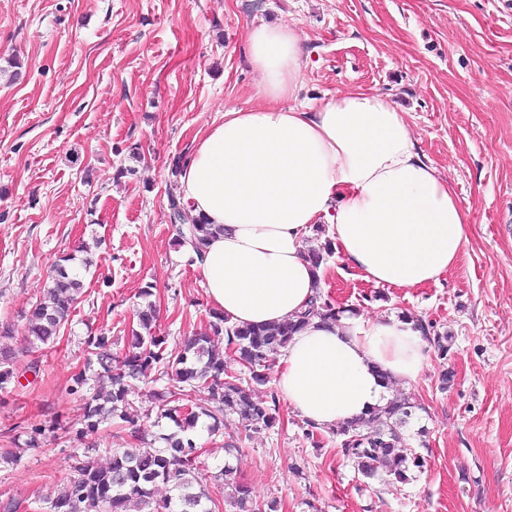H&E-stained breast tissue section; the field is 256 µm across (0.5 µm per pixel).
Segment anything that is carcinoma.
<instances>
[{
  "instance_id": "1",
  "label": "carcinoma",
  "mask_w": 512,
  "mask_h": 512,
  "mask_svg": "<svg viewBox=\"0 0 512 512\" xmlns=\"http://www.w3.org/2000/svg\"><path fill=\"white\" fill-rule=\"evenodd\" d=\"M218 228L203 218H193L180 231L179 244L198 250ZM76 257L63 256L51 266L42 297L24 313L25 341L29 348L48 345L59 338L70 314L81 302L85 285L81 269L90 260L73 266ZM345 309L319 294L304 315L273 326H232L224 314H210L203 333L189 336L179 350L168 349L166 337L156 333L157 310L149 303L138 312L141 331L132 332L127 351L116 356L112 341L103 334L87 336L89 354L84 370L72 377L70 391L86 400L85 427L80 436L93 434L100 426L119 419L129 424L128 436L144 441L140 428L131 418L128 392L132 383L142 382L154 371V381L166 383L151 393L159 415L172 421L176 430L162 437L159 448L130 446L111 449L110 461L100 466L90 459H78L63 491L50 501H36L33 512H279L276 499L258 502L238 470L220 467L221 498L214 497L206 486L209 478L200 466L196 429L201 418L210 436L220 430L218 414L237 415L245 432L270 430L280 423L275 396L263 400L255 397V388L270 382L276 358L292 335L309 319L335 321ZM423 337L440 359H448L452 337L430 333L422 320H416ZM226 339L227 353L214 349V338ZM16 354L0 349V390L16 381ZM234 360L247 377L232 372L228 361ZM106 381L109 390L101 392L93 381ZM205 391L215 409L194 404L192 396ZM422 409L412 399H394L366 418L343 422L331 429L341 456L352 462L365 479L386 476L392 484H406L413 468L424 467V458L408 447L401 428ZM162 483L170 495L156 498L154 486Z\"/></svg>"
}]
</instances>
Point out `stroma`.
Segmentation results:
<instances>
[{"label": "stroma", "mask_w": 512, "mask_h": 512, "mask_svg": "<svg viewBox=\"0 0 512 512\" xmlns=\"http://www.w3.org/2000/svg\"><path fill=\"white\" fill-rule=\"evenodd\" d=\"M260 22L301 38L297 104L360 89L405 113L468 216V241L453 270L412 290L337 259L324 272L338 305L410 315L452 338L447 360L429 354L403 390L422 405L404 433L426 459L409 483L357 475L335 437L306 438L284 401L275 429L247 435L227 415L217 435L199 431L203 468L237 466L253 498L281 512H512V0H0V67L24 63L20 79L0 76V331L13 330L0 345L17 356L0 392V453L21 454L0 464V498L51 499L72 475L84 339L105 334L122 353L141 286L154 285L169 348L207 325L212 307L168 206L170 169L226 110L263 105L247 56ZM81 245L93 261L82 302L55 343L27 349L24 311ZM150 390L134 385L129 399L151 443L174 425L157 419ZM53 416L63 433L27 447L31 426Z\"/></svg>", "instance_id": "35a3bbf8"}]
</instances>
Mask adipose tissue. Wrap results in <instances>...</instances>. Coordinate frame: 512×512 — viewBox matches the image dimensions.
I'll return each instance as SVG.
<instances>
[{
    "label": "adipose tissue",
    "mask_w": 512,
    "mask_h": 512,
    "mask_svg": "<svg viewBox=\"0 0 512 512\" xmlns=\"http://www.w3.org/2000/svg\"><path fill=\"white\" fill-rule=\"evenodd\" d=\"M247 47L266 106L225 111L179 174L191 213L218 228L192 255L215 311L258 326L307 310L323 272L303 238L323 220L365 281L412 289L453 269L467 216L403 113L360 89L314 109L296 105L302 49L289 26L253 25ZM426 360L414 322L346 312L294 334L275 385L301 418L326 429L384 407Z\"/></svg>",
    "instance_id": "adipose-tissue-1"
}]
</instances>
